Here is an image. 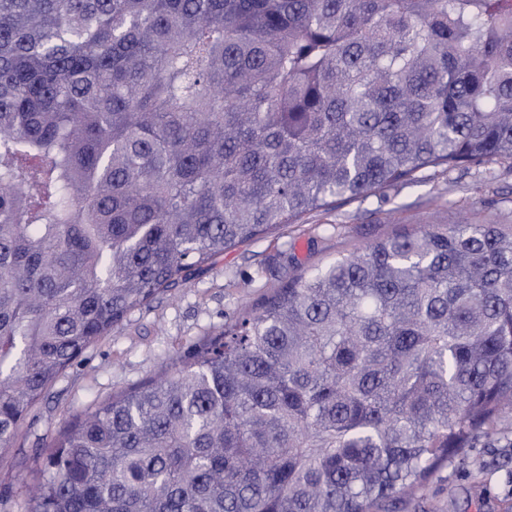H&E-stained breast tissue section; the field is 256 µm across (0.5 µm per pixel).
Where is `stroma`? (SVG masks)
<instances>
[{
	"label": "stroma",
	"instance_id": "35a3bbf8",
	"mask_svg": "<svg viewBox=\"0 0 512 512\" xmlns=\"http://www.w3.org/2000/svg\"><path fill=\"white\" fill-rule=\"evenodd\" d=\"M431 224H495L512 230V162L492 159L302 214L259 239L190 268L186 279L130 311L56 379L0 453V512H21L48 445L94 404L157 378L173 359L258 307L304 271ZM385 512H512V420L479 440L464 462L439 469L418 496Z\"/></svg>",
	"mask_w": 512,
	"mask_h": 512
}]
</instances>
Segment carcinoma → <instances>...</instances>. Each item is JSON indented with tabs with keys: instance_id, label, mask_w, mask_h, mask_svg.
Returning <instances> with one entry per match:
<instances>
[{
	"instance_id": "obj_1",
	"label": "carcinoma",
	"mask_w": 512,
	"mask_h": 512,
	"mask_svg": "<svg viewBox=\"0 0 512 512\" xmlns=\"http://www.w3.org/2000/svg\"><path fill=\"white\" fill-rule=\"evenodd\" d=\"M512 159V0H0V452L192 266ZM512 413V233L380 240L53 444L25 512H378Z\"/></svg>"
}]
</instances>
